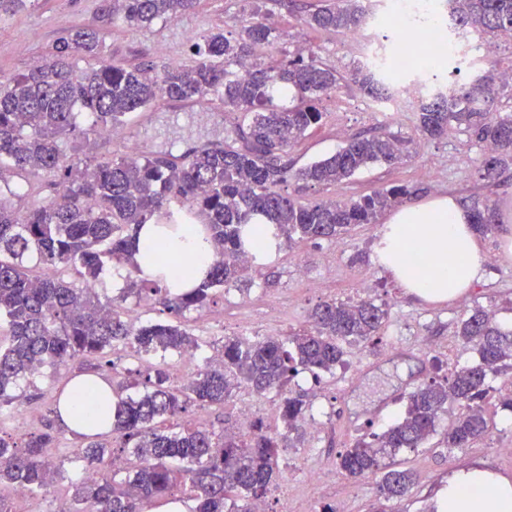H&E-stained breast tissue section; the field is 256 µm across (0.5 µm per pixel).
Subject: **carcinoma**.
I'll list each match as a JSON object with an SVG mask.
<instances>
[{
	"mask_svg": "<svg viewBox=\"0 0 512 512\" xmlns=\"http://www.w3.org/2000/svg\"><path fill=\"white\" fill-rule=\"evenodd\" d=\"M363 0H322L304 18L314 30L350 32L360 27ZM452 20L464 32L491 43L512 37V0H446ZM196 0H101L97 21L120 20L133 29L173 21L194 9ZM275 40L264 2L236 24L235 31H212L193 43L194 64L162 63L127 69L103 61L81 70L77 60L97 56V29H75L61 37L50 59L27 73L0 80V172L44 175L54 189L48 199L24 205L0 200V409L13 403L17 382L68 359L93 356L114 368L109 352L122 345L138 358L197 351L201 341L182 321L141 324L130 318L129 298L154 296L167 311L208 305L215 293L233 286L259 267L244 251V237L255 216L274 225L275 250L296 240L344 238L357 224H376L395 202L413 194L407 186L374 191L345 202L321 200L303 205L275 190L292 176L314 185H334L370 163H393L407 141L387 131L353 135L330 156L291 172L282 161L287 150L319 124L316 106L348 78L380 100L385 88L375 72L359 62L346 73L314 54L283 59L272 66L254 59L255 49ZM512 82L492 67L468 89L439 91L420 103L417 128L427 139L453 131L468 133L485 150L482 179L497 181L512 167V111L499 108ZM215 96L235 115V137L222 148L197 150L177 163L169 154L120 153L107 159H81L71 140L127 124L132 114L160 98L172 102ZM475 231L485 235L496 223L490 205L471 208ZM143 224H203L213 263L209 277L182 294L140 277L133 260L137 229ZM54 269L31 273L29 262ZM112 264L130 266L126 286L103 301L90 288ZM387 309L372 300L324 302L310 314L308 327L286 336L252 341L226 336L219 360L210 357L184 384H174L163 365L147 375L135 397L120 395L107 408L103 389L88 378L82 387L92 441L75 455L97 467L112 448L135 459L125 479L101 473L75 488L71 512H142L146 503L177 500L182 488L196 502L193 512H252L281 478L278 436L256 419L237 436L202 426L171 428L191 405H223L246 384L258 394L280 398L279 418L286 431L300 429L310 408L308 396L286 390L301 372L314 377L344 363V344L378 335ZM456 335L478 355L441 382L409 393L404 415L371 440L360 439L338 456L337 466L353 478L377 477L386 498H401L416 475L394 468L403 449L421 448L437 432L448 404L464 412L446 432L450 448H463L487 433L482 403L490 376L512 361V329L477 308L457 323ZM52 428L27 434L17 446L0 435V488L22 487L48 494L58 475L49 457Z\"/></svg>",
	"mask_w": 512,
	"mask_h": 512,
	"instance_id": "1",
	"label": "carcinoma"
}]
</instances>
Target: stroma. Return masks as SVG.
<instances>
[{"label": "stroma", "instance_id": "stroma-1", "mask_svg": "<svg viewBox=\"0 0 512 512\" xmlns=\"http://www.w3.org/2000/svg\"><path fill=\"white\" fill-rule=\"evenodd\" d=\"M316 0H271L266 9L276 28L273 45L259 47L257 56L266 63H278L284 55L296 54L298 47L316 53L327 64L347 70L363 52L348 33L308 28L303 18ZM393 0H365L367 15L362 30L375 40L377 54L402 47L403 41L393 17ZM100 0H27L21 11L0 18V78L25 74L49 56L67 32L92 24ZM250 0H197L195 8L170 22H159L147 30H133L115 22L100 31L102 54L86 57L79 66L89 69L100 61L135 68L171 60L189 65L194 61L192 44L211 29H231L247 16ZM454 59L436 69L439 80L449 87H465L488 67L512 69V40H500L497 53L485 59L482 39L477 34H457ZM318 108L321 123L311 128L289 149L292 168L303 167L336 151L356 133L387 130L412 143L409 157L391 164H374L350 180L327 186H312L290 178L282 183L283 193L302 204L320 199L345 201L395 185L413 187L414 201L431 197H453L464 206L474 202L493 205L497 222L491 233L481 236L489 261L484 277L465 293L444 302L428 303L410 295L384 270L378 260L376 239L381 225L390 220L383 213L378 223L354 226L340 241H300L282 246L251 275L248 288L236 286L217 293L201 311L184 316L193 332L208 341H221L239 333L240 324L256 336L270 332L286 335L308 324L313 307L324 301L353 300L352 286L367 284L368 298L386 304L388 318L377 336L346 348L344 366L335 372L313 377L303 373L289 386L307 393L310 415L321 418L318 433L305 434L303 441L279 451L282 477L265 498L268 512H282L283 506L311 503L331 506L334 512H429L449 478L460 471L479 468L512 481V455L504 446L512 444V411L504 409L501 398L512 394V368L494 379L483 403L491 421L489 432L465 448L448 447L442 432L427 447L400 453V467L412 469L417 482L405 497L385 499L375 479L346 476L336 466L340 452L356 440L386 429L404 412L409 392L433 379H443L473 361L475 353L455 334L458 320L475 308L494 311L504 326L512 325V171L494 185L477 174L482 148L461 132L430 140L421 136L415 120L417 100L405 101L394 112H383L357 86L345 83L322 98ZM233 113L216 98L187 106L155 104L137 113L124 129L123 138L100 134L90 145H78V153L100 158L127 151L129 143L140 145L143 154L168 151L179 156L189 146H221L228 138ZM367 256L366 263H352L354 253ZM97 364L91 357L74 358L57 368L35 376L33 385L17 386L21 406H9L4 427L13 439L53 426L57 436L51 454L63 469L51 494H33L30 512H51L56 498H71L72 484L81 477L75 450L83 440L58 418L55 397L69 379L84 376ZM253 403L258 417L274 432L281 431L277 396H260L248 387L236 389L221 406H190L183 422L214 430L238 431L241 401ZM323 468L326 477L318 483L307 480L310 470Z\"/></svg>", "mask_w": 512, "mask_h": 512}]
</instances>
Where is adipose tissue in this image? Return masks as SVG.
<instances>
[{"mask_svg": "<svg viewBox=\"0 0 512 512\" xmlns=\"http://www.w3.org/2000/svg\"><path fill=\"white\" fill-rule=\"evenodd\" d=\"M164 232L172 233L175 254L188 258L187 266L148 260ZM204 235L200 224L177 231L168 224L142 225L136 260L143 278L162 281L175 292L197 287L212 261ZM379 244L381 265L410 294L426 301L460 295L485 273L487 254L471 227L470 212L448 197L399 209L382 228ZM438 504V512H512V483L471 470L449 482Z\"/></svg>", "mask_w": 512, "mask_h": 512, "instance_id": "adipose-tissue-1", "label": "adipose tissue"}]
</instances>
